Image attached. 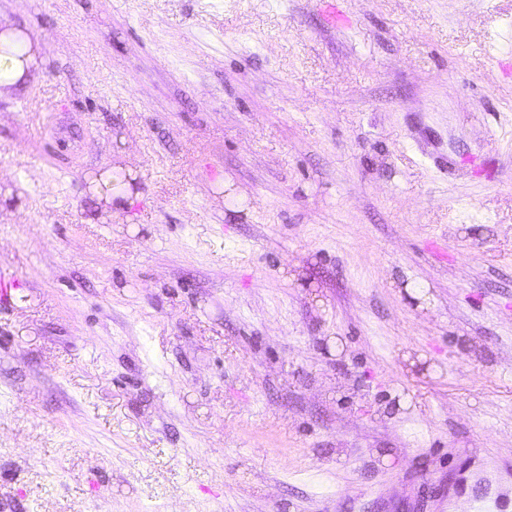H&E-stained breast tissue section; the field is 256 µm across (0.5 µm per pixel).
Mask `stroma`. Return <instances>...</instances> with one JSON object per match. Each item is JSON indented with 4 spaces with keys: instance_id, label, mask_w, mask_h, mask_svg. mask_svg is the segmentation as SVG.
<instances>
[{
    "instance_id": "stroma-1",
    "label": "stroma",
    "mask_w": 512,
    "mask_h": 512,
    "mask_svg": "<svg viewBox=\"0 0 512 512\" xmlns=\"http://www.w3.org/2000/svg\"><path fill=\"white\" fill-rule=\"evenodd\" d=\"M335 4L0 0V512L512 505V0ZM1 57H3L8 63L10 77L7 80H2L0 77V88H4L6 92H11L12 87L16 89L18 88L19 83L24 82V79L26 78L24 76L26 66L25 63L16 57V55H5L3 52L2 54L0 52V61Z\"/></svg>"
}]
</instances>
